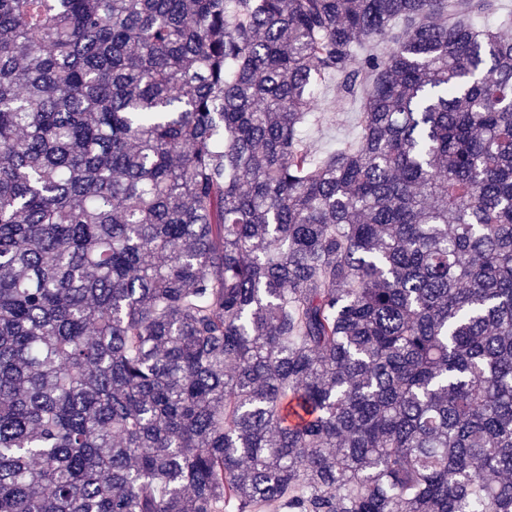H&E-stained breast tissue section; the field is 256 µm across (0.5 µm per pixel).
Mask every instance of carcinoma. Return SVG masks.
Returning <instances> with one entry per match:
<instances>
[{
  "label": "carcinoma",
  "instance_id": "cac0c4a2",
  "mask_svg": "<svg viewBox=\"0 0 512 512\" xmlns=\"http://www.w3.org/2000/svg\"><path fill=\"white\" fill-rule=\"evenodd\" d=\"M495 7L0 0V512H512ZM318 93V112L324 114V120L319 127L309 129L307 145L313 151H324L356 136L359 131L360 107L357 101H339L335 80L326 81Z\"/></svg>",
  "mask_w": 512,
  "mask_h": 512
}]
</instances>
